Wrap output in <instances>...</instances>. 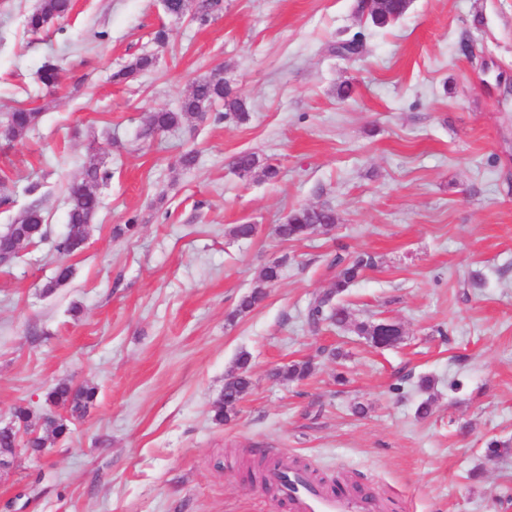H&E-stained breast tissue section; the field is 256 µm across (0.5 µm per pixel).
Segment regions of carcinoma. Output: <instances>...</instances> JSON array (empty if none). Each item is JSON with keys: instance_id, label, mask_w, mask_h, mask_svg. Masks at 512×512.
Here are the masks:
<instances>
[{"instance_id": "obj_1", "label": "carcinoma", "mask_w": 512, "mask_h": 512, "mask_svg": "<svg viewBox=\"0 0 512 512\" xmlns=\"http://www.w3.org/2000/svg\"><path fill=\"white\" fill-rule=\"evenodd\" d=\"M409 6V0H382L379 7L369 13L372 23L377 27H386L403 16ZM71 9V0H41L39 7L26 20L30 32L39 33L50 20L67 14ZM223 10V0H195L194 18L205 24ZM151 55H141L132 63L116 73L119 79H130L140 71L153 66ZM222 104L224 114L233 115L239 121L249 117L248 107L241 98L235 96L224 81L221 71H215L194 82L189 95L184 97L175 111L158 110L148 117L147 131L163 132L204 116L214 105ZM40 113L31 108L19 107L9 113L6 118L4 136L12 141L22 137L38 122ZM235 169L248 175L261 170L262 176L273 180L278 176L277 166L264 163L254 153H242L235 158ZM109 173L100 165L91 161L83 169L81 180L69 188L68 224L66 233L54 243L55 252L68 258L84 248L89 234L90 221L98 209L99 200L94 187L107 179ZM47 217L42 206L33 202L25 208L6 232L0 236V253L4 265H9L18 257L16 247L24 244H36L46 237ZM336 226V213L328 206L304 207L292 211L288 220L277 226V234L286 241L300 240L318 229L330 232ZM375 257L368 253L338 255L333 260L336 276L333 290L315 296L309 303L306 314L308 324L316 326L327 321L337 327L350 325L349 308L339 300L347 288L359 279L365 270L375 267ZM281 264L275 262L263 268L259 280L251 291L242 295L237 306V313L245 314L258 306L267 295V288L280 278ZM310 362L294 363L279 368L274 376L284 380L301 379L310 374ZM252 379L249 374V356L241 354L236 362V372L230 374L224 384V392L214 403L212 420L216 423L228 421L236 414L237 405L251 389ZM96 387L83 385L74 387L66 382L58 383L44 394V402L48 407L68 409L73 413H81L94 401ZM13 426L0 428V455L14 454V445L18 434L25 435L28 447L37 452L43 448L46 438L37 432L34 414L24 405H17L12 411ZM43 430L59 439L69 434L68 419L59 415L47 417L43 422Z\"/></svg>"}]
</instances>
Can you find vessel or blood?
<instances>
[{
  "label": "vessel or blood",
  "instance_id": "1",
  "mask_svg": "<svg viewBox=\"0 0 512 512\" xmlns=\"http://www.w3.org/2000/svg\"><path fill=\"white\" fill-rule=\"evenodd\" d=\"M266 480L286 499L291 512H379V503L353 492L333 493L312 484L300 470L272 466Z\"/></svg>",
  "mask_w": 512,
  "mask_h": 512
}]
</instances>
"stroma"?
Instances as JSON below:
<instances>
[{"instance_id":"obj_1","label":"stroma","mask_w":512,"mask_h":512,"mask_svg":"<svg viewBox=\"0 0 512 512\" xmlns=\"http://www.w3.org/2000/svg\"><path fill=\"white\" fill-rule=\"evenodd\" d=\"M39 4L0 0V123L42 111L0 139V231L34 200L48 216L47 240L0 267V426L19 404L48 414L58 382L97 397L68 439L0 469V512H288L255 473L267 455L369 487L383 512H512V456L484 452L512 445V0H410L385 28L357 0H224L204 25L162 0H73L34 35ZM353 37L359 55L333 53ZM146 52L152 69L113 82ZM49 60L52 87L39 80ZM217 70L247 121L210 113L145 136L150 112ZM243 152L278 177L240 175ZM92 160L110 174L99 209L65 260L71 279L45 292L68 187ZM323 205L330 234H275L293 209ZM237 224L258 231L236 238ZM347 252L377 258L343 296L353 324L312 331L308 303ZM275 260L280 280L235 315ZM382 318L402 327L393 346L353 330ZM243 352L252 388L215 423ZM304 360L307 379L274 378ZM40 112L34 109L19 107L10 112L6 118L4 136L12 141L22 137L38 122Z\"/></svg>"}]
</instances>
